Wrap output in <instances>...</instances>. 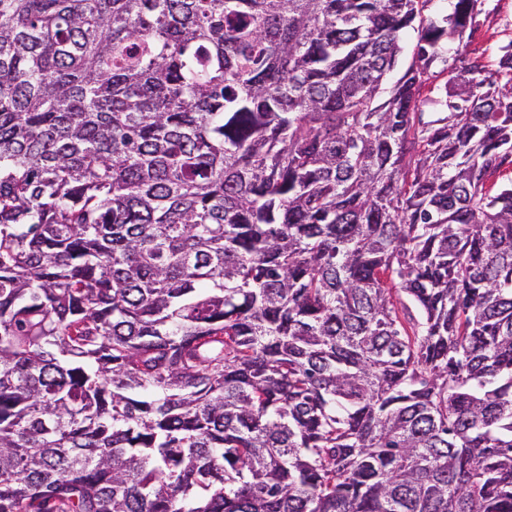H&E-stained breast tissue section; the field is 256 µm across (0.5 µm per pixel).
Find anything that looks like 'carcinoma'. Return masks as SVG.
<instances>
[{"label":"carcinoma","instance_id":"1","mask_svg":"<svg viewBox=\"0 0 512 512\" xmlns=\"http://www.w3.org/2000/svg\"><path fill=\"white\" fill-rule=\"evenodd\" d=\"M432 2L0 0V512H512V41L435 86Z\"/></svg>","mask_w":512,"mask_h":512}]
</instances>
